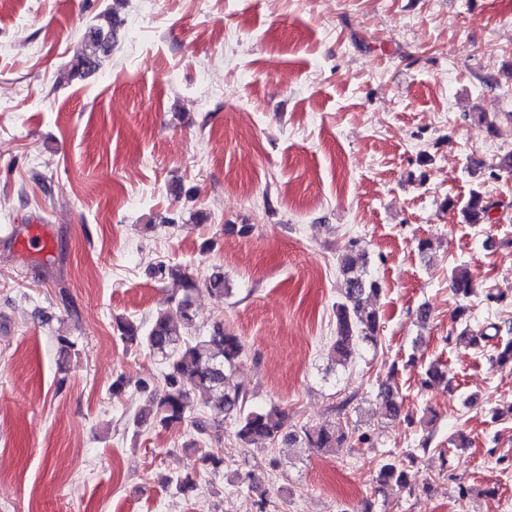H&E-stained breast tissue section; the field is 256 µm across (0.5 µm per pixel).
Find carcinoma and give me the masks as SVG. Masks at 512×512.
Listing matches in <instances>:
<instances>
[{
	"instance_id": "cac0c4a2",
	"label": "carcinoma",
	"mask_w": 512,
	"mask_h": 512,
	"mask_svg": "<svg viewBox=\"0 0 512 512\" xmlns=\"http://www.w3.org/2000/svg\"><path fill=\"white\" fill-rule=\"evenodd\" d=\"M118 25L117 12L113 9L96 16V22L89 27L72 64V77L83 79L97 69L100 57L112 49ZM490 208L482 192L474 189L461 214L465 222L481 224L489 219ZM340 270L346 288L344 300L336 304V336L331 345V357L343 366L352 357L356 346L378 343L380 319L370 302L381 292V284L369 274L367 253L355 239L350 240L341 256ZM154 273L161 279L179 282L183 294L169 297L166 307L157 311L146 327L129 319H116L117 330L125 343L142 346L167 362L162 389L157 391L147 384L141 386L152 405L147 415L154 422L166 429L181 426L187 420L191 394L200 392L210 399L214 414L233 418L235 438L242 448H258L280 438L288 440L290 445L300 443L322 450L343 445L348 433L341 426L290 429L286 427V414L279 407H246V392L233 380L234 369L243 352L241 338L224 331L222 322L215 323L207 335H189V330L195 327L193 296L199 291L197 282L178 264L161 263ZM451 289L462 300L477 295V285L465 268L452 269ZM470 312L468 305L456 307L455 321L461 325L457 340L477 347L488 336L473 329ZM377 400L384 417L395 419L400 416L402 402L392 386L381 385ZM406 485L407 473L400 464L387 461L380 466L377 492L384 495L395 487ZM175 486L184 494L195 491L197 472L181 474L176 478Z\"/></svg>"
}]
</instances>
